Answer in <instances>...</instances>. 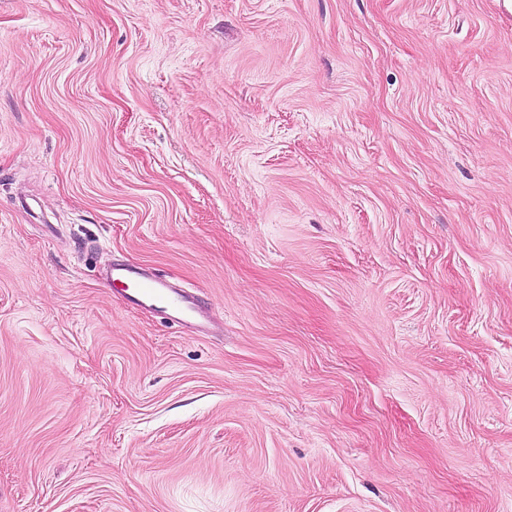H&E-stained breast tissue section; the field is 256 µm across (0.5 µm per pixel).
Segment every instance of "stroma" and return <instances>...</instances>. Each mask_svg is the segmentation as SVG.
<instances>
[{
    "instance_id": "obj_1",
    "label": "stroma",
    "mask_w": 512,
    "mask_h": 512,
    "mask_svg": "<svg viewBox=\"0 0 512 512\" xmlns=\"http://www.w3.org/2000/svg\"><path fill=\"white\" fill-rule=\"evenodd\" d=\"M0 512H512L504 0H0ZM108 284L119 283L127 301L137 307L160 308L176 323L184 324L202 317L198 297L192 291L173 292L157 275L123 266L112 267Z\"/></svg>"
}]
</instances>
